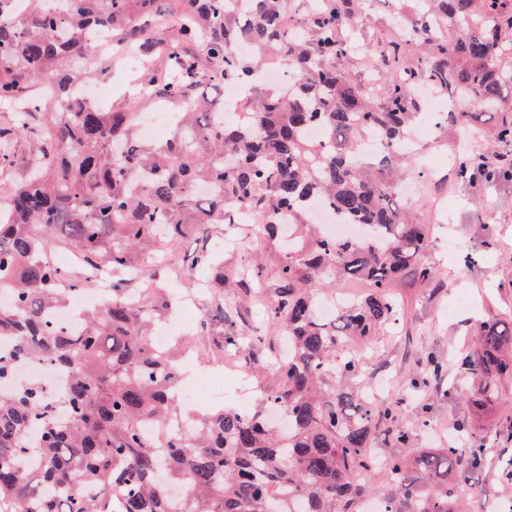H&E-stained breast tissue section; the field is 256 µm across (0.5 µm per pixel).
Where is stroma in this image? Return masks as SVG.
<instances>
[{"instance_id":"stroma-1","label":"stroma","mask_w":512,"mask_h":512,"mask_svg":"<svg viewBox=\"0 0 512 512\" xmlns=\"http://www.w3.org/2000/svg\"><path fill=\"white\" fill-rule=\"evenodd\" d=\"M403 23L397 0H369L364 26L353 35L365 51L346 66L361 87L373 81L366 67L368 53L379 50L381 37ZM159 68L154 59L132 72L119 58L106 52L99 55L97 77L112 78L110 110L132 106L144 114L155 111L152 100L135 97L134 92ZM492 128L489 121L480 129L461 121L422 141L432 170L426 181L412 178L407 186L429 228V246L419 261L433 267L435 276L423 283L408 274L395 282L401 319L372 341L359 344L357 370L346 380L347 386L369 398L375 415L393 408L392 422L380 423V430L392 427L415 436L413 447L402 450L377 438L373 448L379 458L398 453L410 458L421 448L447 447L462 429L486 437L483 461L468 480L470 492L457 499L459 512H499L503 499L512 496L498 479L502 459L512 456V445L493 436L505 415H512V379L503 382L496 404L481 416L473 415L467 402L445 396L449 387L463 382L455 356L470 345L479 322L512 317V181L464 184L451 177L448 164L449 156L465 142L488 158L512 150V143L495 139ZM231 231L241 245L224 252L221 302L232 312L223 323L213 324L211 336L203 342L206 356L199 367L242 372L253 388L267 390L275 382L271 365L285 349L282 330L265 321V309L276 291L280 255L254 225L235 224ZM452 241L458 245L454 258L448 255ZM254 270L260 271V279H251ZM224 329L245 338L262 337L263 343L245 352L217 351L216 336ZM430 355L443 365L440 379L425 371ZM423 419L428 422L424 429L419 426Z\"/></svg>"}]
</instances>
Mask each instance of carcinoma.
I'll use <instances>...</instances> for the list:
<instances>
[{
	"label": "carcinoma",
	"instance_id": "1",
	"mask_svg": "<svg viewBox=\"0 0 512 512\" xmlns=\"http://www.w3.org/2000/svg\"><path fill=\"white\" fill-rule=\"evenodd\" d=\"M0 0V101H29L44 85L67 108L12 110L0 125V172L14 165V145L37 139L41 152L11 189L9 217L0 212V291L13 303L0 308V380L14 363L46 359L66 379L71 419L52 418L41 390L26 386L0 395V504L8 512H354L355 500L382 494L390 512H457L455 486L480 466L483 443L472 439L391 456L374 472L371 448L377 422L369 404L344 385L357 370L353 356H336L352 339L378 335L398 321L392 282L410 271L428 282L434 271L417 265L428 246L427 225L403 200L410 174L408 133L418 116L417 86L451 100L468 97L472 111L437 116L443 128L485 112L500 114L495 134L512 142V101L495 64L512 46L506 0H416L410 25L391 34L369 67L378 76L360 89L345 71L353 55L363 0H175L173 35L161 51L166 70L152 98L178 108L168 139L147 142L131 112H103L71 99L84 75L70 69L83 55L84 32H119L136 22L150 27L156 0ZM462 33L448 42V29ZM295 78L284 97L259 85L269 61ZM234 81L256 104L253 112L214 120L222 103L198 93ZM317 126L326 143L310 138ZM382 140L371 157L353 150L355 133ZM456 176L494 182L506 171L472 154L455 158ZM317 206L366 228L363 240L328 239L310 219ZM238 207L262 219V233L285 252L279 291L267 319L288 337V357L275 365L276 386L246 414L213 409L199 429L177 435L167 422L180 413L172 383L175 350L156 349V322L174 311L168 280L170 245L188 236L198 247L180 257L224 287V264L210 241L222 224H237ZM71 245L112 271V299L82 314L72 332L50 319L67 297L91 287L86 274L59 268L45 250ZM138 267L152 284L146 303L133 306L128 275ZM358 283L362 292L321 320L317 308L336 289ZM458 364L472 377L468 403L483 412L512 377V319L480 324ZM336 376V385L326 378ZM279 406L288 439L266 420ZM155 433L147 439L144 423ZM188 492L175 504L169 482Z\"/></svg>",
	"mask_w": 512,
	"mask_h": 512
}]
</instances>
